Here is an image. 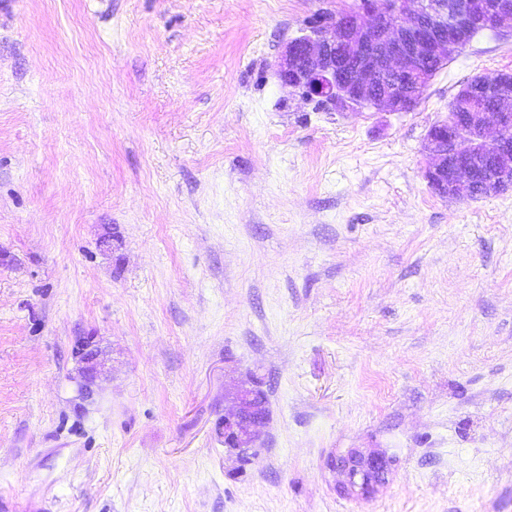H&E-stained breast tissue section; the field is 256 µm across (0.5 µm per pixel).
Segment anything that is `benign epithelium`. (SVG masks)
<instances>
[{"instance_id": "7a95c632", "label": "benign epithelium", "mask_w": 512, "mask_h": 512, "mask_svg": "<svg viewBox=\"0 0 512 512\" xmlns=\"http://www.w3.org/2000/svg\"><path fill=\"white\" fill-rule=\"evenodd\" d=\"M512 32L505 0H360L328 14L319 28L306 27L288 41L277 60L282 86L339 112L365 107L406 112L427 64L459 55L475 28ZM431 163L424 177L442 198H477L512 188V98L491 100L480 112H451L427 134ZM88 397L105 362L94 338L80 352ZM267 415L256 407V388L240 387L224 411L219 434L238 461H250ZM390 458L350 450L334 467L346 476L341 488L366 495L384 484Z\"/></svg>"}]
</instances>
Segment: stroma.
Masks as SVG:
<instances>
[{"label": "stroma", "instance_id": "1", "mask_svg": "<svg viewBox=\"0 0 512 512\" xmlns=\"http://www.w3.org/2000/svg\"><path fill=\"white\" fill-rule=\"evenodd\" d=\"M344 6L0 0V512H512V190L423 177L512 36L412 111L337 112L275 64ZM252 373L241 468L217 428ZM351 448L393 460L370 496L337 491ZM84 346L81 348L80 358L83 364L85 383L81 388V394L89 397L92 393V385L102 374L105 362L102 353L91 336H84Z\"/></svg>", "mask_w": 512, "mask_h": 512}]
</instances>
